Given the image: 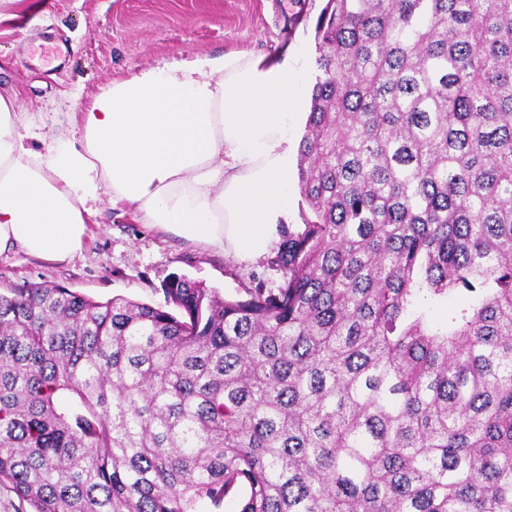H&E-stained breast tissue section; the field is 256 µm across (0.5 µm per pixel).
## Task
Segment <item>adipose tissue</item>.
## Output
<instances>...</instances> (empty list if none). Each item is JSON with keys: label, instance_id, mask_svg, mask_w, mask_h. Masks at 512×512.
Instances as JSON below:
<instances>
[{"label": "adipose tissue", "instance_id": "obj_1", "mask_svg": "<svg viewBox=\"0 0 512 512\" xmlns=\"http://www.w3.org/2000/svg\"><path fill=\"white\" fill-rule=\"evenodd\" d=\"M306 90L279 57L230 52L113 80L72 115L82 146L27 149L0 95V253L62 263L82 248L100 192L152 224L242 262L288 224L293 132Z\"/></svg>", "mask_w": 512, "mask_h": 512}]
</instances>
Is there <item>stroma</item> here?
Segmentation results:
<instances>
[{
  "instance_id": "obj_1",
  "label": "stroma",
  "mask_w": 512,
  "mask_h": 512,
  "mask_svg": "<svg viewBox=\"0 0 512 512\" xmlns=\"http://www.w3.org/2000/svg\"><path fill=\"white\" fill-rule=\"evenodd\" d=\"M322 0H0V94L21 118L42 121L46 138L80 144L70 115L86 110L117 77L228 52L287 56L307 82L318 68L315 24ZM45 138V140H46ZM45 140L28 145L44 151ZM184 275L223 297L276 285L266 259L240 262L145 224L101 192L82 250L64 263L0 255V290L63 285L104 302L163 303L159 288Z\"/></svg>"
}]
</instances>
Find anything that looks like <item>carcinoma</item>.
Wrapping results in <instances>:
<instances>
[{"label": "carcinoma", "mask_w": 512, "mask_h": 512, "mask_svg": "<svg viewBox=\"0 0 512 512\" xmlns=\"http://www.w3.org/2000/svg\"><path fill=\"white\" fill-rule=\"evenodd\" d=\"M315 38L275 287L0 293L31 512H512V0H324Z\"/></svg>", "instance_id": "obj_1"}]
</instances>
